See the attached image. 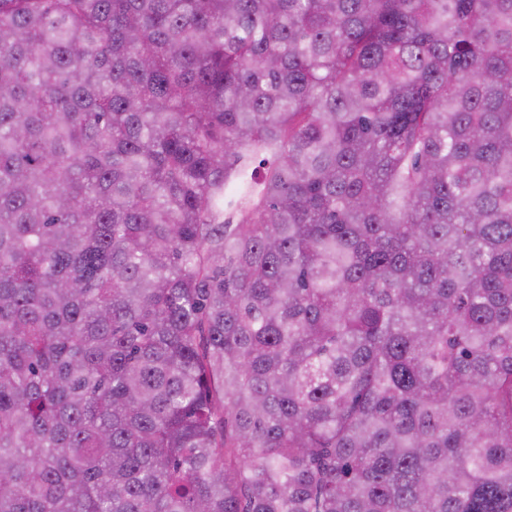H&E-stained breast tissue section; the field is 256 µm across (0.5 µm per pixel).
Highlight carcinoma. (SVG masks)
Wrapping results in <instances>:
<instances>
[{
	"instance_id": "cac0c4a2",
	"label": "carcinoma",
	"mask_w": 512,
	"mask_h": 512,
	"mask_svg": "<svg viewBox=\"0 0 512 512\" xmlns=\"http://www.w3.org/2000/svg\"><path fill=\"white\" fill-rule=\"evenodd\" d=\"M0 512H512V0H0Z\"/></svg>"
}]
</instances>
